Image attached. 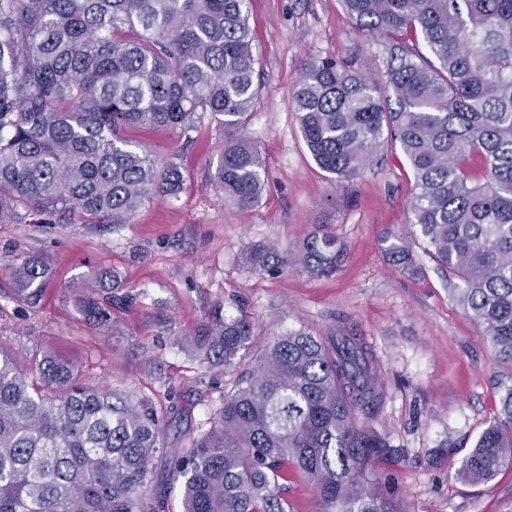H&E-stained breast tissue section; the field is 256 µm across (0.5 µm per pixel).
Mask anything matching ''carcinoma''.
Returning <instances> with one entry per match:
<instances>
[{"label":"carcinoma","instance_id":"1","mask_svg":"<svg viewBox=\"0 0 512 512\" xmlns=\"http://www.w3.org/2000/svg\"><path fill=\"white\" fill-rule=\"evenodd\" d=\"M342 2L390 45L388 94L333 59L309 60L293 87L296 119L317 165L343 180L399 143L414 176L411 223L461 282L453 298L506 369L499 415L459 470L488 484L512 469V0ZM246 9V0H0V221L128 224L151 195L179 197V168H158L120 130L188 132L206 113L227 131L243 127L257 63ZM263 170L255 146L229 141L214 180L246 210L263 193ZM384 243L389 262L419 273L405 241ZM342 257L317 231L298 264L322 275ZM246 260L269 275L288 267L264 245ZM12 276L34 300L46 267L28 257ZM115 303L91 297L82 314L104 325ZM251 338L246 318L218 306L192 346L202 362L229 367ZM374 364L345 329L278 337L159 474L153 407L77 383L75 364L55 353L33 382L0 347V512H166L176 487L182 512H290V473L311 485L319 512H403L380 492L372 461H398L404 449L358 423L384 398Z\"/></svg>","mask_w":512,"mask_h":512}]
</instances>
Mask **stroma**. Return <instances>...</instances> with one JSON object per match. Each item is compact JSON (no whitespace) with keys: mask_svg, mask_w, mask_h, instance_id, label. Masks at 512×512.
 I'll return each instance as SVG.
<instances>
[{"mask_svg":"<svg viewBox=\"0 0 512 512\" xmlns=\"http://www.w3.org/2000/svg\"><path fill=\"white\" fill-rule=\"evenodd\" d=\"M257 59V100L243 133L203 115L188 133L135 131L159 165L183 174L178 199L152 197L128 224L0 223V346L34 371L43 351L70 358L79 383L150 404L162 418L165 447L199 436L238 370L201 362L188 342L215 306L246 315L252 340L244 366L275 338L304 329L324 336L346 327L373 349L386 388L361 420L404 450L376 461L379 489L403 512H503L512 472L488 484L458 474L462 459L495 419L501 368L488 339L453 300L454 284L409 222L413 172L398 144H385L361 175L337 181L302 139L290 92L302 64L332 58L384 83L385 39L360 30L341 0H248ZM244 136L264 159L266 188L242 210L214 181L225 142ZM321 231L344 249L335 273L293 266L261 275L243 261L248 247L274 246L296 257ZM407 240L422 273L390 264L383 239ZM46 260L37 300L18 296L11 268ZM102 276L96 298L124 297L109 327L86 322L84 284Z\"/></svg>","mask_w":512,"mask_h":512,"instance_id":"35a3bbf8","label":"stroma"}]
</instances>
